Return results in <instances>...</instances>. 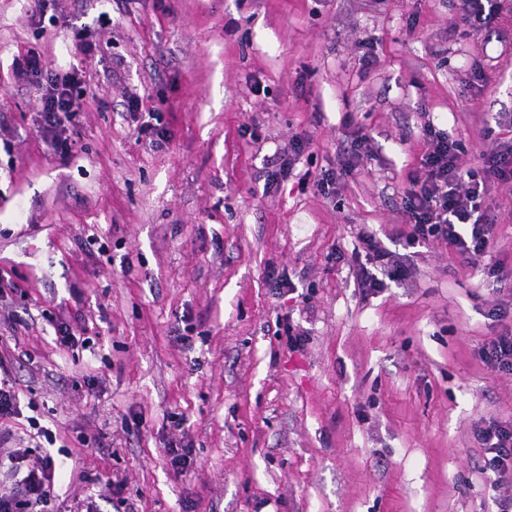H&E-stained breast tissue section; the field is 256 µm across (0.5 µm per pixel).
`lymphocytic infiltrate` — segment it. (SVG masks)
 Masks as SVG:
<instances>
[{
  "mask_svg": "<svg viewBox=\"0 0 512 512\" xmlns=\"http://www.w3.org/2000/svg\"><path fill=\"white\" fill-rule=\"evenodd\" d=\"M26 72L36 79L41 90V131L60 157H69L71 133L68 129L82 110L77 88L81 75L77 69L58 72L45 66L38 55L26 60ZM462 147L447 134L426 129L425 148L419 168L408 177L402 199V212L411 243L437 240L448 246L470 265L479 269L481 258L493 246L496 224L481 207L487 182L512 186V145L501 144L486 150L481 171L464 168ZM368 153V139L354 138L340 168L325 170L317 177L302 175L301 185H313L322 196L335 195L336 184L348 176ZM366 260L356 267L360 288L375 292L383 288L378 270L386 279L399 278L402 270L389 264V255L373 235H361ZM474 437L482 449L479 470L491 487L512 482V422L490 420L476 428ZM7 460L13 480L11 491L0 494V512H37L54 495L55 463L50 457L34 455L31 448H15L0 456Z\"/></svg>",
  "mask_w": 512,
  "mask_h": 512,
  "instance_id": "1",
  "label": "lymphocytic infiltrate"
}]
</instances>
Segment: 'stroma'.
I'll return each instance as SVG.
<instances>
[{
  "instance_id": "stroma-1",
  "label": "stroma",
  "mask_w": 512,
  "mask_h": 512,
  "mask_svg": "<svg viewBox=\"0 0 512 512\" xmlns=\"http://www.w3.org/2000/svg\"><path fill=\"white\" fill-rule=\"evenodd\" d=\"M499 2L475 32L459 0H55L42 28L39 0H0V375L21 401L5 426L55 462L53 512H495L472 430L512 421V375L477 355L512 327V188L482 202L497 283L408 244L401 207L424 124L467 168L512 141ZM31 49L83 72L65 160L18 67ZM359 132L370 153L336 197L301 191ZM298 133L308 148L267 185ZM362 231L407 270L372 294L351 273ZM171 447L191 451L184 474Z\"/></svg>"
}]
</instances>
